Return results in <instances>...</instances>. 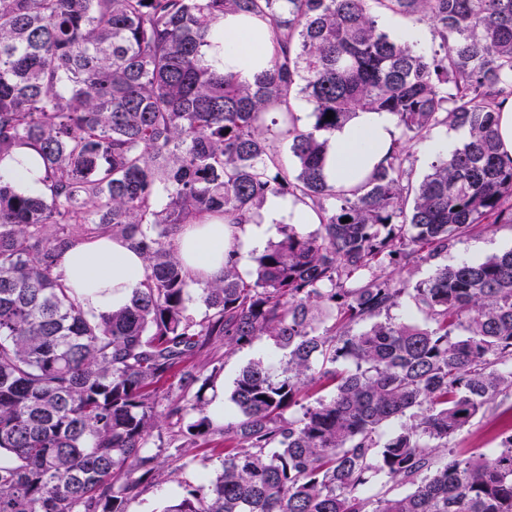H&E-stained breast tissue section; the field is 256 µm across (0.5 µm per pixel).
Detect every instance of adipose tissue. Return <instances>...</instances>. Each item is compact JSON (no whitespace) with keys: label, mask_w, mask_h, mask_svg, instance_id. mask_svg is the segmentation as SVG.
<instances>
[{"label":"adipose tissue","mask_w":512,"mask_h":512,"mask_svg":"<svg viewBox=\"0 0 512 512\" xmlns=\"http://www.w3.org/2000/svg\"><path fill=\"white\" fill-rule=\"evenodd\" d=\"M223 33L212 58L222 60L225 72L251 81L274 53L277 43L270 24L255 15L226 14L219 25ZM391 113L364 111L357 114L329 142L323 172L329 183L343 187L356 184L386 156L395 137ZM0 173L23 193L43 192L42 172L34 148L21 144L0 159ZM317 213L293 196H267L257 222L230 224L220 217H205L185 225L177 240L178 255L192 278L203 282L224 274L228 252H242L257 242L268 224L318 223ZM58 271L66 285L95 313L123 308L143 279L144 260L129 242L109 236L80 242L62 253Z\"/></svg>","instance_id":"obj_1"}]
</instances>
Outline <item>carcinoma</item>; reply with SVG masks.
Returning a JSON list of instances; mask_svg holds the SVG:
<instances>
[{
  "instance_id": "obj_1",
  "label": "carcinoma",
  "mask_w": 512,
  "mask_h": 512,
  "mask_svg": "<svg viewBox=\"0 0 512 512\" xmlns=\"http://www.w3.org/2000/svg\"><path fill=\"white\" fill-rule=\"evenodd\" d=\"M227 12L276 34L250 83L208 60ZM381 12L429 23L438 49L386 32ZM511 97L512 0H0V158L32 146L46 187L24 195L0 175V512H125L160 470L148 445L163 417L182 424L176 461L224 434L215 477L163 512H512V435L489 454L449 448L512 394V250L415 284L387 272L512 224L496 130ZM365 110L392 113L399 137L336 187L328 142ZM441 125L467 135L415 185L409 149ZM269 195L313 208L318 229H288L249 278L229 257L192 318L174 236L204 215L247 224ZM102 236L132 242L145 271L125 308L96 314L57 258ZM406 298L425 322L390 316ZM220 336H271L286 361L244 367L238 417L217 429L188 361ZM321 382L330 398L287 414ZM376 475L413 490L371 495Z\"/></svg>"
}]
</instances>
